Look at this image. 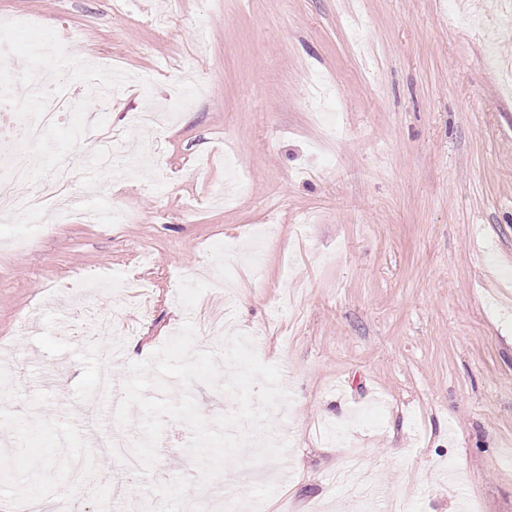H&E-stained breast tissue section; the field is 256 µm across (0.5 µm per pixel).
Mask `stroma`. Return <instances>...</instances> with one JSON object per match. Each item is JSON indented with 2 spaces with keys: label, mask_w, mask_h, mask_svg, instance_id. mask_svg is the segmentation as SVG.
<instances>
[{
  "label": "stroma",
  "mask_w": 512,
  "mask_h": 512,
  "mask_svg": "<svg viewBox=\"0 0 512 512\" xmlns=\"http://www.w3.org/2000/svg\"><path fill=\"white\" fill-rule=\"evenodd\" d=\"M507 0H0L16 59L66 29L59 123L29 180L69 163L76 209L129 221H0V505L55 506L72 457L105 476L87 512H141L153 484L196 478L168 423L151 474L97 445L116 432L88 412L102 369L150 359L185 321L195 347L253 337L289 401V443L252 480L229 464L200 492L240 512H512V32ZM135 75L113 102L88 96L84 48ZM186 72L195 85L173 84ZM190 100L138 166L150 131L129 113ZM118 132L93 169L86 114ZM340 125L341 138L330 125ZM247 183L217 204L225 158ZM28 236L26 250L12 241ZM124 324L104 360L87 314ZM37 330L19 332L22 320ZM129 438L137 425L121 428Z\"/></svg>",
  "instance_id": "stroma-1"
}]
</instances>
